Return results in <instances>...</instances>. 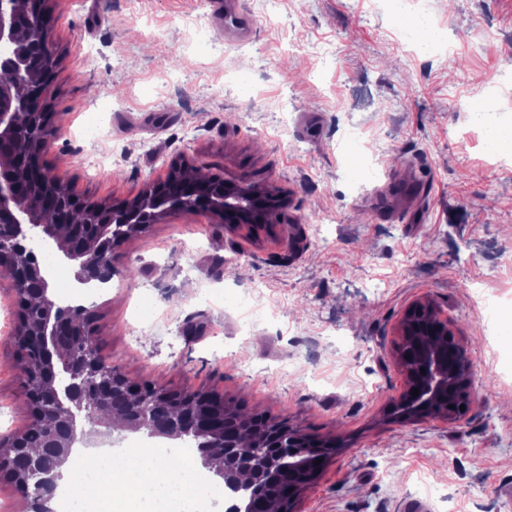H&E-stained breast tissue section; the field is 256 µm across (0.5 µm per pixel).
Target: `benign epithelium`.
<instances>
[{"label": "benign epithelium", "mask_w": 512, "mask_h": 512, "mask_svg": "<svg viewBox=\"0 0 512 512\" xmlns=\"http://www.w3.org/2000/svg\"><path fill=\"white\" fill-rule=\"evenodd\" d=\"M48 0H0V42L12 47L0 57V264L19 302V366L25 381L29 428L42 431L44 447L29 448L24 435L0 441V472H7L32 512H49L65 479L63 466L84 441L81 420L93 414L107 427L112 394L130 402L125 430L202 440L205 463L220 459L224 489L239 500L230 512H253V505L279 493L281 512L320 475L336 444L303 434L263 415L228 416L216 393L172 392L135 382L107 365L92 344L90 319L79 306L51 297L50 283L27 245L29 228L53 238L64 256L78 263L81 288H100L119 274L113 251L139 224H156L177 211L209 213L231 230L281 224L288 201L271 187L190 175L194 166L172 161L165 178L144 185L132 200L113 206L93 203L66 191L62 204L49 206L42 190L64 184L38 158L50 144L47 82L57 66ZM397 351L404 385L391 401L394 421L433 418L461 420L472 412L469 356L448 323L428 302H416L398 328ZM418 389V396L412 389ZM465 410H460V405Z\"/></svg>", "instance_id": "obj_1"}]
</instances>
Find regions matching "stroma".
<instances>
[{
	"label": "stroma",
	"instance_id": "1",
	"mask_svg": "<svg viewBox=\"0 0 512 512\" xmlns=\"http://www.w3.org/2000/svg\"><path fill=\"white\" fill-rule=\"evenodd\" d=\"M199 0H50L58 66L42 165L121 205L172 159L274 185L288 221L237 233L181 212L72 289L101 357L129 379L217 393L340 443L291 512H512V155L475 107L512 98V0H426L450 52L398 35L385 0H241L238 29L186 28ZM492 39L475 44V34ZM364 127L379 178L344 130ZM430 301L470 358L474 409L391 423L397 325ZM17 298L0 276V439L29 424Z\"/></svg>",
	"mask_w": 512,
	"mask_h": 512
}]
</instances>
